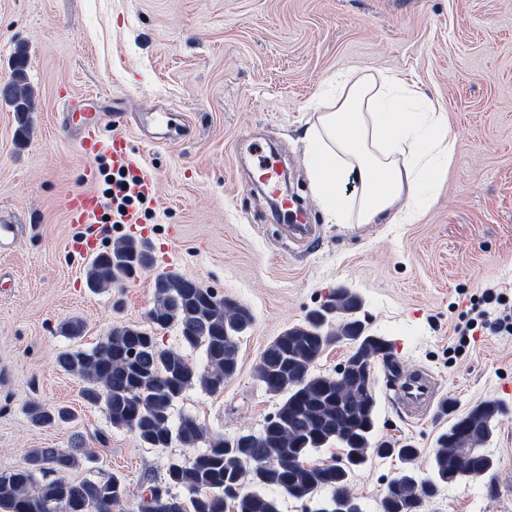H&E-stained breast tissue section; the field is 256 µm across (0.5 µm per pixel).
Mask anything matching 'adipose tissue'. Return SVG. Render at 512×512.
<instances>
[{"label": "adipose tissue", "instance_id": "1", "mask_svg": "<svg viewBox=\"0 0 512 512\" xmlns=\"http://www.w3.org/2000/svg\"><path fill=\"white\" fill-rule=\"evenodd\" d=\"M336 96L307 129L308 172L328 223L411 224L452 164L437 103L399 72L329 80ZM359 192L345 193L349 181Z\"/></svg>", "mask_w": 512, "mask_h": 512}]
</instances>
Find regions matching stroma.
I'll use <instances>...</instances> for the list:
<instances>
[{
	"label": "stroma",
	"mask_w": 512,
	"mask_h": 512,
	"mask_svg": "<svg viewBox=\"0 0 512 512\" xmlns=\"http://www.w3.org/2000/svg\"><path fill=\"white\" fill-rule=\"evenodd\" d=\"M20 58L35 102L24 143L0 96V220L22 227L0 254V472L24 466L32 448L79 447L69 479L119 477L126 494L113 512H140L149 480L195 456L141 447L56 364L114 326L150 328L154 278L173 272L253 315L236 374L220 393L188 390L174 416L210 435L259 431L280 402L256 377L263 350L347 288L400 370L435 382L436 406L413 413L385 365L373 369L377 436L412 442L419 474L454 414L486 399L509 410L488 447L493 471L440 489L424 512H512V335H479L459 352L454 333L483 288L512 290V0H0V86ZM353 70L405 73L445 116L454 159L416 223L329 224L314 197L304 130L326 80ZM85 96L97 111L129 113L115 132L157 179L134 230L152 265L99 292L70 249L82 230L70 221L73 199L103 193L112 170L68 130L66 103ZM156 112L172 113V127ZM262 159L289 182L254 188ZM273 193L301 201L309 241L286 238L291 216H272ZM97 229L101 251L134 232L108 218ZM72 319L80 336L63 329ZM35 403L72 418L36 425ZM400 467L374 457L354 471L363 512H379Z\"/></svg>",
	"instance_id": "1"
}]
</instances>
